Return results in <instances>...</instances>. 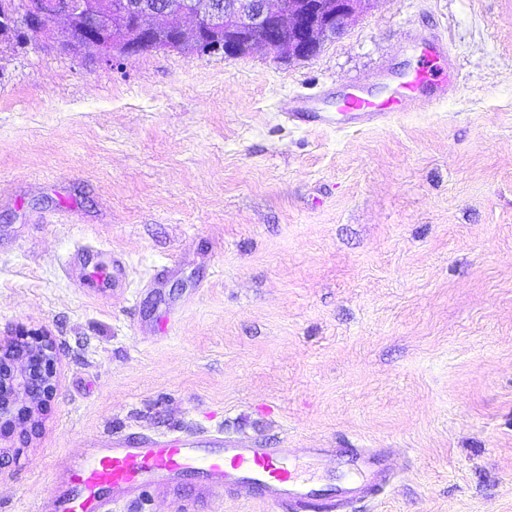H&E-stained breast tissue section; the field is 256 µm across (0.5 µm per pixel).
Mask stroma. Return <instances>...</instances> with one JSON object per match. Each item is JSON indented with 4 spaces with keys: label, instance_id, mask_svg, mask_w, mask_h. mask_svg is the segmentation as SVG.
I'll return each mask as SVG.
<instances>
[{
    "label": "stroma",
    "instance_id": "obj_1",
    "mask_svg": "<svg viewBox=\"0 0 512 512\" xmlns=\"http://www.w3.org/2000/svg\"><path fill=\"white\" fill-rule=\"evenodd\" d=\"M430 34L460 73L433 107L292 119L409 72ZM82 247L122 275L79 287ZM35 334L57 394L0 436V512L53 498L84 442L219 428L389 451L361 512H512V0H378L290 61L0 41V336Z\"/></svg>",
    "mask_w": 512,
    "mask_h": 512
}]
</instances>
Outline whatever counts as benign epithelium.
Wrapping results in <instances>:
<instances>
[{
  "instance_id": "benign-epithelium-1",
  "label": "benign epithelium",
  "mask_w": 512,
  "mask_h": 512,
  "mask_svg": "<svg viewBox=\"0 0 512 512\" xmlns=\"http://www.w3.org/2000/svg\"><path fill=\"white\" fill-rule=\"evenodd\" d=\"M377 0H12L3 22L40 35L62 51L80 45L112 62L145 51L245 57L260 48L306 58L343 35ZM57 346L46 335L0 339V434L32 423L56 393Z\"/></svg>"
}]
</instances>
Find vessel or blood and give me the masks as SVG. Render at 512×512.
Wrapping results in <instances>:
<instances>
[{
    "label": "vessel or blood",
    "mask_w": 512,
    "mask_h": 512,
    "mask_svg": "<svg viewBox=\"0 0 512 512\" xmlns=\"http://www.w3.org/2000/svg\"><path fill=\"white\" fill-rule=\"evenodd\" d=\"M458 70L439 39L427 40L417 69L387 96L350 94L338 111L346 123L369 124L435 105ZM192 480L199 493L246 489L279 512H344L372 498L388 479L386 453L359 448H272L223 431L181 435L117 433L61 463L63 490L37 512H110L148 490Z\"/></svg>",
    "instance_id": "vessel-or-blood-1"
}]
</instances>
